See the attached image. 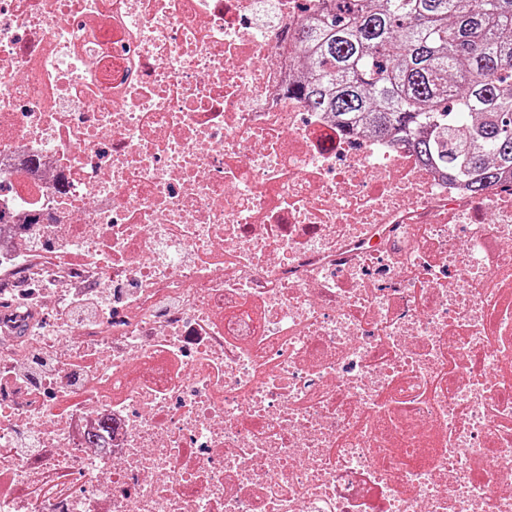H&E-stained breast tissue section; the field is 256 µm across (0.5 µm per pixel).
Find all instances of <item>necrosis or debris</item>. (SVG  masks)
Segmentation results:
<instances>
[{
    "label": "necrosis or debris",
    "instance_id": "4bbe7bcc",
    "mask_svg": "<svg viewBox=\"0 0 512 512\" xmlns=\"http://www.w3.org/2000/svg\"><path fill=\"white\" fill-rule=\"evenodd\" d=\"M321 3L0 0V512H512V180L292 95Z\"/></svg>",
    "mask_w": 512,
    "mask_h": 512
}]
</instances>
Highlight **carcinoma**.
Listing matches in <instances>:
<instances>
[{"instance_id":"obj_1","label":"carcinoma","mask_w":512,"mask_h":512,"mask_svg":"<svg viewBox=\"0 0 512 512\" xmlns=\"http://www.w3.org/2000/svg\"><path fill=\"white\" fill-rule=\"evenodd\" d=\"M297 39V94L412 141L481 194L512 174V0H336Z\"/></svg>"}]
</instances>
